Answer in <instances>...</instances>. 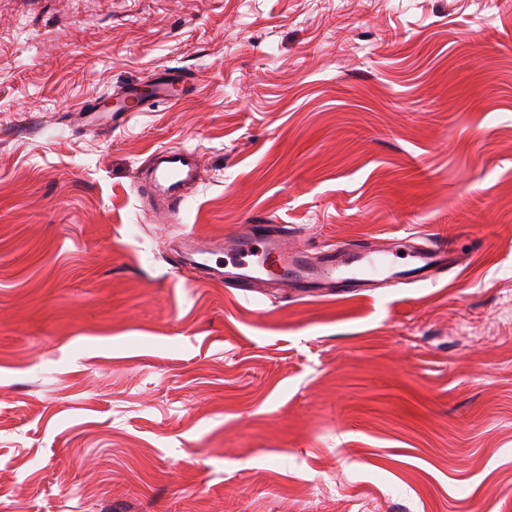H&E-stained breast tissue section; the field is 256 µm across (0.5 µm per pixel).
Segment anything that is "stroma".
<instances>
[{"label":"stroma","mask_w":512,"mask_h":512,"mask_svg":"<svg viewBox=\"0 0 512 512\" xmlns=\"http://www.w3.org/2000/svg\"><path fill=\"white\" fill-rule=\"evenodd\" d=\"M169 68L180 100L79 110ZM197 151L176 224L161 148ZM409 228L434 283L199 280L188 232ZM512 512V6L0 0V512Z\"/></svg>","instance_id":"35a3bbf8"}]
</instances>
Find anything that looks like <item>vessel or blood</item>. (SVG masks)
I'll return each mask as SVG.
<instances>
[{
  "label": "vessel or blood",
  "instance_id": "1",
  "mask_svg": "<svg viewBox=\"0 0 512 512\" xmlns=\"http://www.w3.org/2000/svg\"><path fill=\"white\" fill-rule=\"evenodd\" d=\"M179 76L166 72L149 84H131L115 98L113 119L128 112H145L159 102L177 100L182 90ZM198 176L194 152L169 148L160 152L151 171L150 184L159 192L167 221H177L186 201L184 191ZM183 259L191 261L225 287L245 289L256 281H271L299 296H316L325 288L361 292L373 284L392 286L425 283L456 263L447 247L430 239L405 246L399 258L378 256L365 246L336 248L324 252L317 263L308 262L302 251L289 248L288 227L258 221L245 225L232 246L222 240L187 237Z\"/></svg>",
  "mask_w": 512,
  "mask_h": 512
}]
</instances>
